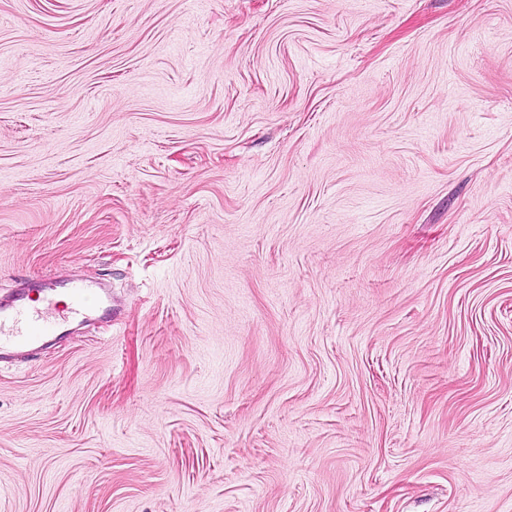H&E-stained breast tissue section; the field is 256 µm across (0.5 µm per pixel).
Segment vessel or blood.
I'll use <instances>...</instances> for the list:
<instances>
[{"label": "vessel or blood", "instance_id": "vessel-or-blood-1", "mask_svg": "<svg viewBox=\"0 0 512 512\" xmlns=\"http://www.w3.org/2000/svg\"><path fill=\"white\" fill-rule=\"evenodd\" d=\"M100 308V299L79 280L63 288L52 282L27 286L0 302V352L35 349L73 321L93 320Z\"/></svg>", "mask_w": 512, "mask_h": 512}]
</instances>
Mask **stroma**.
Masks as SVG:
<instances>
[{"label":"stroma","instance_id":"1","mask_svg":"<svg viewBox=\"0 0 512 512\" xmlns=\"http://www.w3.org/2000/svg\"><path fill=\"white\" fill-rule=\"evenodd\" d=\"M0 512H512V0H0ZM91 287L73 280L65 288L54 282L30 285L0 302V353L35 349L58 336L73 321H91L101 308ZM66 297L67 301L60 300Z\"/></svg>","mask_w":512,"mask_h":512}]
</instances>
